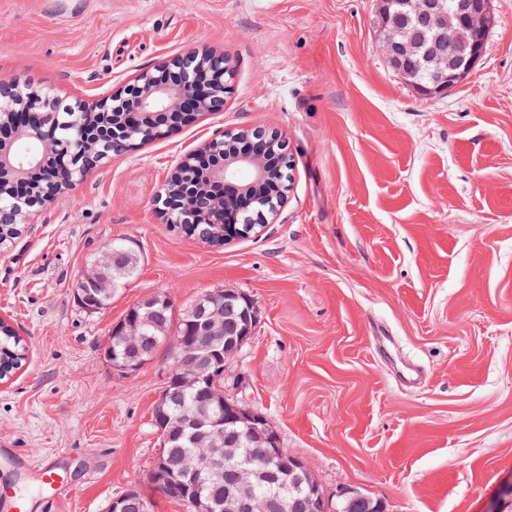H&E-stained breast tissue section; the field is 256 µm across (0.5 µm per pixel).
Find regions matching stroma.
<instances>
[{
  "label": "stroma",
  "mask_w": 512,
  "mask_h": 512,
  "mask_svg": "<svg viewBox=\"0 0 512 512\" xmlns=\"http://www.w3.org/2000/svg\"><path fill=\"white\" fill-rule=\"evenodd\" d=\"M474 70L419 97L377 47L378 0H0V77L66 99L112 94L182 49H223L224 107L92 170L34 209L0 257V316L27 359L0 387V486L43 512L35 465L58 455L57 512H107L149 481L161 348L134 374L104 358L127 310L167 293L247 294L253 336L226 376L329 497L386 512H484L512 474V0ZM282 134L286 204L261 233L212 246L166 223L156 195L185 151L221 132ZM137 277L88 313L76 288L112 240Z\"/></svg>",
  "instance_id": "stroma-1"
}]
</instances>
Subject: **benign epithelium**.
<instances>
[{
    "label": "benign epithelium",
    "instance_id": "obj_1",
    "mask_svg": "<svg viewBox=\"0 0 512 512\" xmlns=\"http://www.w3.org/2000/svg\"><path fill=\"white\" fill-rule=\"evenodd\" d=\"M492 23L491 0H380L378 16L379 47L392 66L422 97H433L460 83L473 69L484 37ZM157 68L166 72L158 80L149 70L134 76L122 89L93 101L75 98L64 103L21 85L14 79H0V184L13 183L11 199L26 205L23 223H29L34 202L24 199L22 187L32 180L46 186L51 196L60 189L76 186L74 174L88 171L111 159L90 150V142L104 141L112 135H142L141 143L166 137L179 128L177 124L161 127L158 118L196 117L224 105L234 78V67L224 52L216 49L189 48L166 58ZM61 112L77 113L97 122L81 127L73 148L60 149L53 134ZM259 143L245 142L234 153L217 154L213 138L187 151L167 172L159 196L177 199V209L164 210L166 223L187 224L200 219L207 205L205 189L224 193V226L221 235L228 244L238 238L231 228L238 212L247 209L254 192L270 175L268 139L285 144L278 133L256 132ZM213 295L195 301L187 315L194 318L198 336L180 344L183 367H173L164 378L155 413L162 411L170 387H191L205 394L203 407L184 412L176 428L195 440L196 452L180 459L172 469L158 453L154 462L156 484L170 482L183 491L196 492V512H211L208 498L198 492L201 483L219 475L221 460L236 461L242 449L224 442V419L242 422L253 434L264 437L266 458L280 459L285 451L277 428L266 415L247 407L236 397L224 394L218 379L227 365L250 340L257 323L254 302H248L246 329L239 341L224 349L217 358V348L224 335L222 310L210 306ZM264 468L243 467L233 491L224 500L227 512H283L285 505L260 491Z\"/></svg>",
    "mask_w": 512,
    "mask_h": 512
}]
</instances>
